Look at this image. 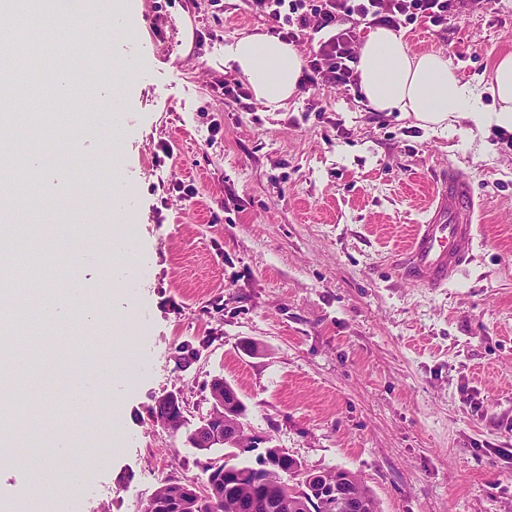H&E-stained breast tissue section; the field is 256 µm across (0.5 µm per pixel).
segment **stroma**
I'll use <instances>...</instances> for the list:
<instances>
[{
	"instance_id": "35a3bbf8",
	"label": "stroma",
	"mask_w": 512,
	"mask_h": 512,
	"mask_svg": "<svg viewBox=\"0 0 512 512\" xmlns=\"http://www.w3.org/2000/svg\"><path fill=\"white\" fill-rule=\"evenodd\" d=\"M132 2L100 16L85 33L89 56L70 61L109 71L116 125L71 129L74 155L58 127L92 108L95 84L47 121L24 93L14 104L36 119L34 149L71 175L35 236L51 237L76 202L88 224L126 227L149 271L122 297L101 290L110 262L103 235L90 234L83 261L59 274L85 282L99 330L37 318L16 334L30 356L22 389L45 402L29 425L48 440L63 424L90 434L114 410L123 430L95 463L80 447L57 458L75 491L52 512H141L159 476L199 478L193 448L149 409L180 390L198 422L216 376L246 403L249 434L306 468L358 473L380 512H512V147L499 127L460 118L443 134L328 88L276 112L241 111L224 101V46L267 22L244 0L219 12L210 0ZM158 15L168 22L157 33ZM404 36L414 53L448 57L486 102L487 76L512 52V0L453 17L445 33L418 25ZM160 141L174 150L164 167L152 160ZM451 167L481 202L475 259L448 287L417 288L391 255ZM176 178L192 179L197 198H170L155 219L152 188ZM109 336L133 353L136 382L100 371ZM205 336L201 359L177 365L178 348ZM78 368L102 402L71 400Z\"/></svg>"
}]
</instances>
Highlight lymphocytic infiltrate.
I'll use <instances>...</instances> for the list:
<instances>
[{
	"label": "lymphocytic infiltrate",
	"mask_w": 512,
	"mask_h": 512,
	"mask_svg": "<svg viewBox=\"0 0 512 512\" xmlns=\"http://www.w3.org/2000/svg\"><path fill=\"white\" fill-rule=\"evenodd\" d=\"M490 0H246L251 15L288 44L305 46L301 90L358 89L360 26L393 30L426 23L447 29L449 17L486 8Z\"/></svg>",
	"instance_id": "lymphocytic-infiltrate-1"
}]
</instances>
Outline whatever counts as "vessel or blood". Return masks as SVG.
<instances>
[{
	"instance_id": "vessel-or-blood-1",
	"label": "vessel or blood",
	"mask_w": 512,
	"mask_h": 512,
	"mask_svg": "<svg viewBox=\"0 0 512 512\" xmlns=\"http://www.w3.org/2000/svg\"><path fill=\"white\" fill-rule=\"evenodd\" d=\"M475 197L468 176L449 169L436 187L423 223L415 225L393 262L395 274L419 288H444L474 256Z\"/></svg>"
}]
</instances>
